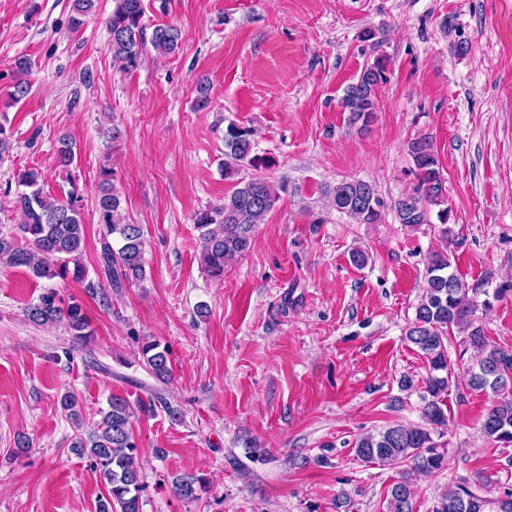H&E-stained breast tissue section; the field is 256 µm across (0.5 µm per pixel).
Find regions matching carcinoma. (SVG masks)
Segmentation results:
<instances>
[{
    "mask_svg": "<svg viewBox=\"0 0 512 512\" xmlns=\"http://www.w3.org/2000/svg\"><path fill=\"white\" fill-rule=\"evenodd\" d=\"M97 7L98 0H73L70 28L79 30L88 17L96 14ZM143 14L142 0H113L106 19L112 61L125 72L137 69L141 62L145 46ZM180 40L178 28L162 24L154 28L150 43L157 53L170 55L179 48ZM29 69L28 59L15 60L10 93L15 102L31 91ZM386 81L387 61L378 56L347 87L342 98L350 123L365 127L372 121L376 90ZM224 147L225 178L238 175L243 164L254 163L251 128L229 123L224 130ZM409 152L416 184L394 201L395 217L410 228L430 224L432 218H437L434 229L446 243L451 233V208L433 141L428 136L417 137L410 143ZM55 155L58 167L70 172L75 144L68 135L58 138ZM115 181L112 167H100L96 211L102 227L100 271L106 283L86 281V269L80 260L85 246L83 190L70 176L64 196L53 197L44 192L42 175L36 169L18 175V185L24 190L17 193L15 200L17 224L14 234L0 235V262L27 268L39 279L83 282L87 293L97 298L104 310H112V292L146 279L142 227L122 216ZM282 190L283 185L265 177L241 178L222 204L195 213L201 264L210 278L223 279L225 266L248 251L256 226L275 207ZM329 194L333 207L356 223L374 224L379 220L383 203L373 183L342 180ZM434 206L438 208L435 213ZM472 313L469 287L454 270L448 249L433 252L425 270L423 293L405 332L406 340L417 348L428 367L420 396L424 424H396L361 434L354 444L361 461L387 466L404 464L424 475L444 470L448 448L442 438L448 428L447 393L454 376L448 334L453 328L463 333L477 352L468 368V386L496 397L483 416L481 433L500 448L512 447V352L490 345L484 329L474 325ZM27 316L39 325L63 322L82 342L92 336L82 305L73 298L64 301L53 287L44 289L38 301L27 308ZM142 354L155 377L165 380L170 372L167 350L151 340L143 344ZM133 414L125 397L112 395L96 427L72 445L76 455L90 458L93 469L105 482L107 495L98 500L96 512H140L143 484L132 433ZM206 485V478L195 473H182L172 480L174 493L184 499H200ZM387 512H414V490L408 480L403 478L392 485ZM433 512H512V488L506 487L490 498L466 481L456 483L438 496Z\"/></svg>",
    "mask_w": 512,
    "mask_h": 512,
    "instance_id": "1",
    "label": "carcinoma"
}]
</instances>
